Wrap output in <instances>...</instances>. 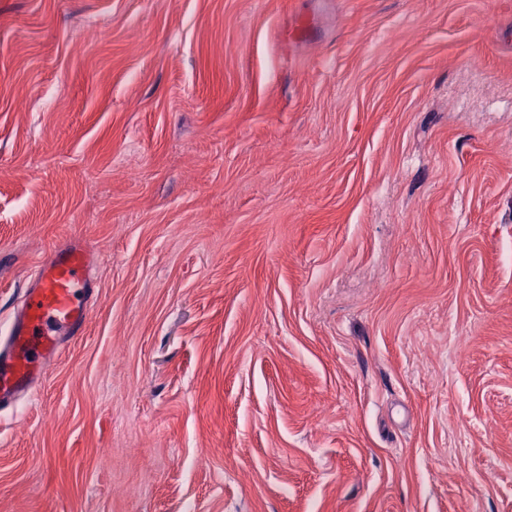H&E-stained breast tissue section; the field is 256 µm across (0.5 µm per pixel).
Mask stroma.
Here are the masks:
<instances>
[{
  "mask_svg": "<svg viewBox=\"0 0 512 512\" xmlns=\"http://www.w3.org/2000/svg\"><path fill=\"white\" fill-rule=\"evenodd\" d=\"M74 239L0 512H512V0H0V333Z\"/></svg>",
  "mask_w": 512,
  "mask_h": 512,
  "instance_id": "stroma-1",
  "label": "stroma"
}]
</instances>
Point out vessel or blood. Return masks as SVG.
I'll use <instances>...</instances> for the list:
<instances>
[{
    "mask_svg": "<svg viewBox=\"0 0 512 512\" xmlns=\"http://www.w3.org/2000/svg\"><path fill=\"white\" fill-rule=\"evenodd\" d=\"M94 289L82 242H69L36 265L9 337L0 343L1 410L32 397L65 345L83 334Z\"/></svg>",
    "mask_w": 512,
    "mask_h": 512,
    "instance_id": "b4317fda",
    "label": "vessel or blood"
}]
</instances>
